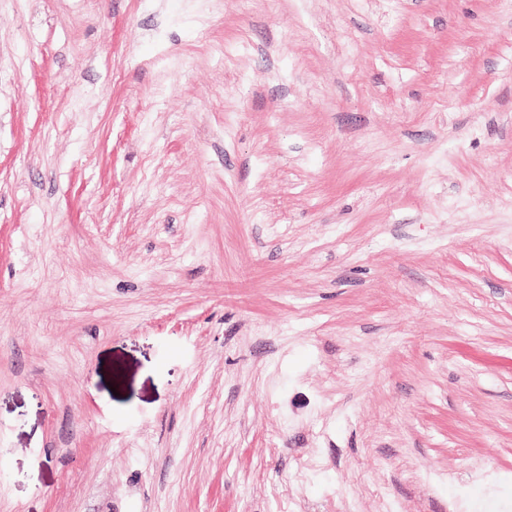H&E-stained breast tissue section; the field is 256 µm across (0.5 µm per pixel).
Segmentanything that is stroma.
Listing matches in <instances>:
<instances>
[{"instance_id":"obj_1","label":"stroma","mask_w":512,"mask_h":512,"mask_svg":"<svg viewBox=\"0 0 512 512\" xmlns=\"http://www.w3.org/2000/svg\"><path fill=\"white\" fill-rule=\"evenodd\" d=\"M512 512V0H0V512Z\"/></svg>"}]
</instances>
